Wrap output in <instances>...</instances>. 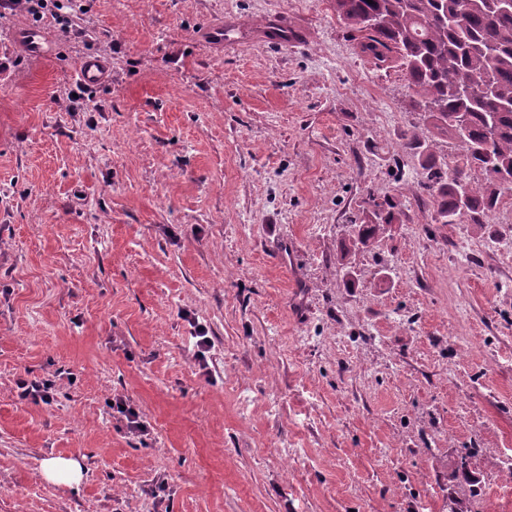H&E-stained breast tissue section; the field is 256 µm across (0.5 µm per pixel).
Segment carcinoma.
<instances>
[{
    "label": "carcinoma",
    "mask_w": 512,
    "mask_h": 512,
    "mask_svg": "<svg viewBox=\"0 0 512 512\" xmlns=\"http://www.w3.org/2000/svg\"><path fill=\"white\" fill-rule=\"evenodd\" d=\"M336 16L361 34L359 49L379 68L405 72L414 107L431 120L436 138L463 139L461 165L448 171L428 143L406 139L426 171L423 188L434 212L447 224L467 218L482 224L512 185L498 173L512 175V10L500 0H332ZM467 116L460 131L455 116ZM480 171L476 184L470 173ZM466 185L469 205L461 213L458 189ZM371 213L342 244L340 259L378 238L377 225L400 222V203L391 198L368 201Z\"/></svg>",
    "instance_id": "1"
}]
</instances>
